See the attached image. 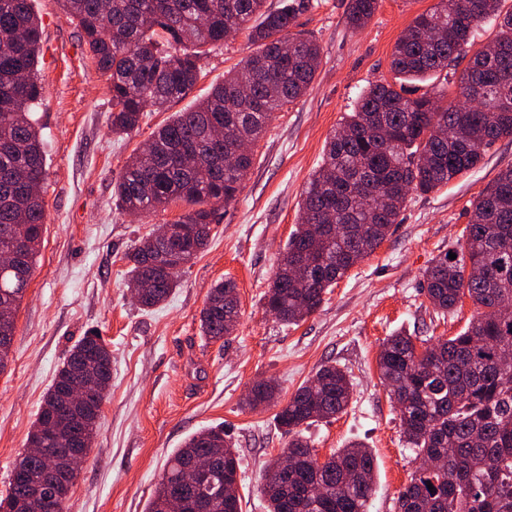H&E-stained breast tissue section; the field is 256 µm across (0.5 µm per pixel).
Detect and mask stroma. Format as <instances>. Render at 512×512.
Returning a JSON list of instances; mask_svg holds the SVG:
<instances>
[{"mask_svg":"<svg viewBox=\"0 0 512 512\" xmlns=\"http://www.w3.org/2000/svg\"><path fill=\"white\" fill-rule=\"evenodd\" d=\"M436 2L380 0L367 26L355 32L346 24L348 0H314V9L297 21L320 45L314 83L269 124L235 201L218 209L209 244L185 265L180 287L147 310L126 286L124 255L186 207L132 215L119 207L114 188L133 150L168 114L145 112L137 133L113 136L107 81L76 25L56 0H34L43 23L44 96L34 117L47 151L46 224L16 314L9 363L0 373V499L57 371L77 341L95 334L112 351V380L67 512H145L168 457L188 436L217 425L239 455L242 512H266L257 486L288 437L274 420L275 407L250 410L241 402L259 380L272 381L280 400H288L328 364L347 372L352 398L345 413L312 424L305 435L321 458L352 441L371 448L376 482L368 512H398V493L419 462L380 384V348L396 333L453 336L468 325L471 301L438 316L423 291V274L455 248L473 201L512 164V139L496 142L476 168L448 186L411 193L381 246L304 321L282 324L266 312L264 295L326 138L362 90L391 80L396 41ZM252 50L242 34L212 50L202 61V79L172 110L189 109ZM224 279L237 285L241 315L227 341L210 342L200 334V312L209 289Z\"/></svg>","mask_w":512,"mask_h":512,"instance_id":"stroma-1","label":"stroma"}]
</instances>
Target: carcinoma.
<instances>
[{"label":"carcinoma","instance_id":"1","mask_svg":"<svg viewBox=\"0 0 512 512\" xmlns=\"http://www.w3.org/2000/svg\"><path fill=\"white\" fill-rule=\"evenodd\" d=\"M76 23L86 52L106 76L112 98L111 130L131 136L144 112L165 111L186 97L202 75L200 61L230 34L247 32L256 50L240 69L224 74L188 111L174 113L129 157L116 199L144 214L183 203L178 237L163 243L148 235L127 253V287L149 309L179 287L183 266L208 245L216 207L237 197L253 166L254 152L235 164L213 161L256 143L275 112L303 97L320 67V47L292 34L312 0H56ZM380 0H349L346 23L364 28ZM495 38L476 46L486 23ZM42 22L33 0H0V248H18L10 270L0 271V337L15 336V315L24 297L46 223L41 193L46 150L33 112L42 99L39 79ZM393 81L369 85L326 142L323 160L303 193L298 224L265 294L278 321L297 324L321 306L328 289L373 253L397 222L411 192L431 193L474 169L497 140L512 138V5L502 0H438L418 15L395 43ZM457 77L455 99L447 88L409 96L414 81L435 73ZM456 258L437 257L424 273V289L442 314L465 297L476 316L450 338L421 343L429 356L416 362L414 337L386 339L379 356L382 382L394 400L407 448L415 458L456 452V484L448 471L419 467L399 492V512H512V165L501 170L472 204ZM482 275L472 277L468 267ZM240 309L236 284H214L200 313L202 336L220 341L233 334ZM112 373V352L98 336L75 344L45 394L27 446L51 449L60 458L94 437ZM81 377L94 382L85 404L67 399ZM349 375L324 365L284 404L276 386L258 382L246 406L278 407L276 422L290 436L284 452L296 458L288 481L261 485L269 512H367L374 493L370 448L349 443L319 464L305 428L346 411ZM233 444L222 427L190 436L168 460L147 512H165L168 495L187 501L185 512H240L239 459H224ZM199 455L215 456L212 497L180 483L182 466ZM77 471L47 469L43 459L20 455L6 499L28 512H66ZM433 489H428L427 484Z\"/></svg>","mask_w":512,"mask_h":512}]
</instances>
